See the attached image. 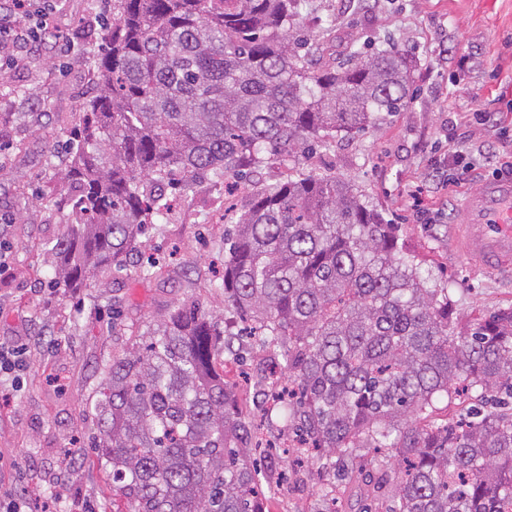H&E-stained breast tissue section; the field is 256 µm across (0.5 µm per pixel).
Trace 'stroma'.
Masks as SVG:
<instances>
[{
	"instance_id": "1",
	"label": "stroma",
	"mask_w": 512,
	"mask_h": 512,
	"mask_svg": "<svg viewBox=\"0 0 512 512\" xmlns=\"http://www.w3.org/2000/svg\"><path fill=\"white\" fill-rule=\"evenodd\" d=\"M44 52L26 67L0 65V344L24 348L19 380L0 378V492L25 496L32 512H112V475L90 440L91 410L105 368L130 347L131 329L160 319L170 305L198 301L235 334L234 368L224 374L239 388L238 407L262 422L259 439L274 452L260 470L263 512H387L396 476L378 469L373 452L338 461L322 472L310 464L293 473L280 450L297 445L298 424L270 411L271 389L263 345L239 336L224 311V293L212 289L224 267V185H191L168 218L140 239L145 258L159 260L163 276L141 280L107 267L91 287H52L49 252L68 211L49 197L63 187L58 172L71 154L56 115L75 110L95 82L92 61L104 48L111 0H54ZM295 33L315 54L342 62L347 46L397 45L415 60L411 100L404 111L361 131L338 133L332 150L299 164L336 177L358 191L386 220L400 225V243L419 271L449 289L459 325L478 314L512 308V276L488 273L453 246L463 200L500 163L512 159V0H303ZM471 148L476 173L462 177L448 154ZM458 185L417 217L412 195L432 169ZM512 408V397L488 393L439 400V421Z\"/></svg>"
}]
</instances>
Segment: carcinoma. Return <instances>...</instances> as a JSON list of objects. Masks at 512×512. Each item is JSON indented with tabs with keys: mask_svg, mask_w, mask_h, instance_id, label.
<instances>
[{
	"mask_svg": "<svg viewBox=\"0 0 512 512\" xmlns=\"http://www.w3.org/2000/svg\"><path fill=\"white\" fill-rule=\"evenodd\" d=\"M300 0H112L98 82L70 116V220L56 284L91 287L131 262L173 191L245 179L328 149L407 105L413 56L391 47L341 65L293 35ZM351 185L296 168L262 188L224 253V306L297 385L281 407L328 460L368 444L405 464L388 512H512V411L427 421L464 382L512 394V308L456 329L449 289L418 273ZM231 340L195 300L175 303L107 366L92 438L113 512H263L254 429L216 362Z\"/></svg>",
	"mask_w": 512,
	"mask_h": 512,
	"instance_id": "carcinoma-1",
	"label": "carcinoma"
}]
</instances>
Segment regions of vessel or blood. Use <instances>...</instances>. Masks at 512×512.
Listing matches in <instances>:
<instances>
[{"label":"vessel or blood","instance_id":"1","mask_svg":"<svg viewBox=\"0 0 512 512\" xmlns=\"http://www.w3.org/2000/svg\"><path fill=\"white\" fill-rule=\"evenodd\" d=\"M459 251L481 258L489 270L512 264V180L485 182L458 211Z\"/></svg>","mask_w":512,"mask_h":512}]
</instances>
